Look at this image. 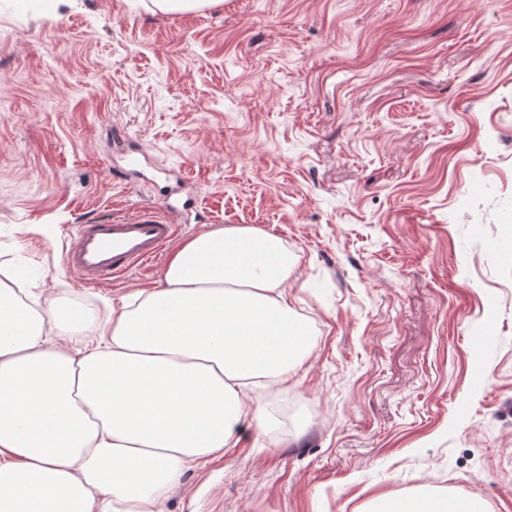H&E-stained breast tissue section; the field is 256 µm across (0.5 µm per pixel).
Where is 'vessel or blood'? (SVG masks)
I'll list each match as a JSON object with an SVG mask.
<instances>
[{
    "label": "vessel or blood",
    "instance_id": "obj_1",
    "mask_svg": "<svg viewBox=\"0 0 512 512\" xmlns=\"http://www.w3.org/2000/svg\"><path fill=\"white\" fill-rule=\"evenodd\" d=\"M175 232L163 212L152 208L114 215L102 223L78 225L75 243L62 262L84 284L113 282L156 259Z\"/></svg>",
    "mask_w": 512,
    "mask_h": 512
}]
</instances>
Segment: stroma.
I'll use <instances>...</instances> for the list:
<instances>
[{"label":"stroma","mask_w":512,"mask_h":512,"mask_svg":"<svg viewBox=\"0 0 512 512\" xmlns=\"http://www.w3.org/2000/svg\"><path fill=\"white\" fill-rule=\"evenodd\" d=\"M143 206L279 236L317 338L166 512H512V0H0V257L107 322L166 257L92 287L61 253ZM154 6L161 12L204 11L221 7L223 0H154ZM378 512H477L474 501L463 496H429L411 498L400 506L386 504Z\"/></svg>","instance_id":"stroma-1"}]
</instances>
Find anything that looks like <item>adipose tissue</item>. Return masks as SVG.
<instances>
[{"instance_id": "1", "label": "adipose tissue", "mask_w": 512, "mask_h": 512, "mask_svg": "<svg viewBox=\"0 0 512 512\" xmlns=\"http://www.w3.org/2000/svg\"><path fill=\"white\" fill-rule=\"evenodd\" d=\"M282 239L222 227L178 245L109 323L30 298L0 271V512H165L184 472L271 427L247 388L287 389L315 339L296 319ZM378 512H475L463 496Z\"/></svg>"}]
</instances>
